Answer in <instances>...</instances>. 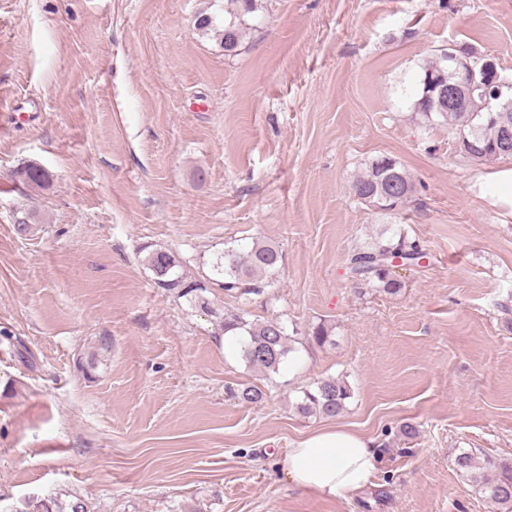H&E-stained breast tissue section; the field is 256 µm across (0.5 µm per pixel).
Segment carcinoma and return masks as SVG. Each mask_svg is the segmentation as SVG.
Segmentation results:
<instances>
[{
    "label": "carcinoma",
    "mask_w": 512,
    "mask_h": 512,
    "mask_svg": "<svg viewBox=\"0 0 512 512\" xmlns=\"http://www.w3.org/2000/svg\"><path fill=\"white\" fill-rule=\"evenodd\" d=\"M224 12L230 19H219L214 14H201L197 29L212 32L230 56L237 52L247 30L245 17L257 10V0H226ZM469 61L475 68L483 66L488 56L475 45L457 43L439 50L421 68L418 89L412 102V111L428 122L434 118L448 126L457 141L464 147L459 153L478 163H492L511 159L512 151L500 149L502 135L498 113L488 111L486 102L496 94L495 85L487 80L476 83L464 108H448V97L441 90L459 80V59ZM22 181L30 187L41 188L50 181V174L38 167L29 166L21 172ZM354 198L361 204L383 214L398 212L414 200L417 188L400 162L390 156L373 159L365 171L352 183ZM282 258L279 250L271 245L255 242L249 248L225 247L213 254L210 274L200 279L184 276L183 257L167 248H154L147 252L143 265L152 273L156 287L178 298L188 297L215 318L218 330L240 337V356L246 365L263 375L279 372L293 351L291 336L277 318L249 320L239 310L215 308L205 293L221 289L235 298L259 295L273 284ZM401 259L404 268H418L428 259V253L415 240L396 232L354 251L348 259L347 274L360 285L379 288L395 294L403 282L396 275L393 259ZM307 341L323 347L333 343L331 330L318 324L308 331ZM352 390L342 378L325 377L303 390L297 410L305 417L334 418L347 409ZM457 469L467 473L489 471L480 485L483 497L496 512H512V465L497 462L473 451H463L454 460ZM21 512H92L84 499L73 496L64 500L57 495L25 501Z\"/></svg>",
    "instance_id": "cac0c4a2"
}]
</instances>
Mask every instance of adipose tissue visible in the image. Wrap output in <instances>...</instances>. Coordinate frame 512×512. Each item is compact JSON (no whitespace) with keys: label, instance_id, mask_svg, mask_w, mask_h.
<instances>
[{"label":"adipose tissue","instance_id":"1","mask_svg":"<svg viewBox=\"0 0 512 512\" xmlns=\"http://www.w3.org/2000/svg\"><path fill=\"white\" fill-rule=\"evenodd\" d=\"M379 454L371 439L331 425L289 449L286 473L304 490L323 497H345L369 483Z\"/></svg>","mask_w":512,"mask_h":512}]
</instances>
